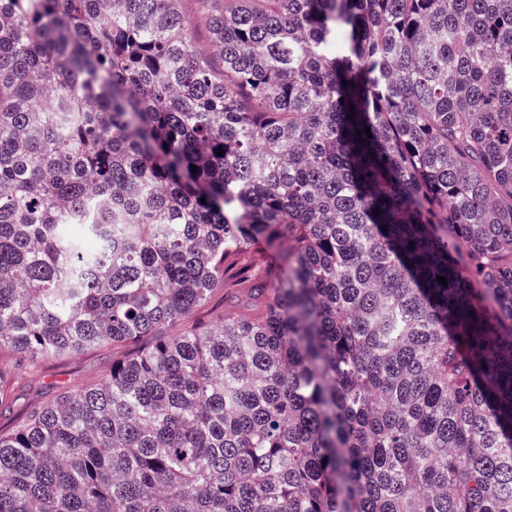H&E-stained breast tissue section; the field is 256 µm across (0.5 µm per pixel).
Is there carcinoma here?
Wrapping results in <instances>:
<instances>
[{
    "label": "carcinoma",
    "instance_id": "carcinoma-1",
    "mask_svg": "<svg viewBox=\"0 0 512 512\" xmlns=\"http://www.w3.org/2000/svg\"><path fill=\"white\" fill-rule=\"evenodd\" d=\"M100 345L0 512H512V0H0V350ZM226 286L216 287L206 305L196 311L192 317L199 323L211 324L224 315V309H233L241 314H252L257 311L259 301L252 299L247 293V284H235L232 276L224 277Z\"/></svg>",
    "mask_w": 512,
    "mask_h": 512
}]
</instances>
